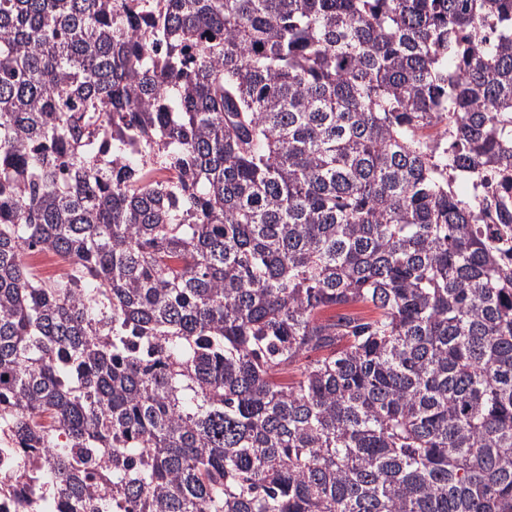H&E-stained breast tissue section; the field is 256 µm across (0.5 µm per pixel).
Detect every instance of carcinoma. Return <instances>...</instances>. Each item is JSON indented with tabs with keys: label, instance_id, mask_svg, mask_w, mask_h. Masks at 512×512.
Returning a JSON list of instances; mask_svg holds the SVG:
<instances>
[{
	"label": "carcinoma",
	"instance_id": "cac0c4a2",
	"mask_svg": "<svg viewBox=\"0 0 512 512\" xmlns=\"http://www.w3.org/2000/svg\"><path fill=\"white\" fill-rule=\"evenodd\" d=\"M492 218L512 0H0L7 489L24 512H512Z\"/></svg>",
	"mask_w": 512,
	"mask_h": 512
}]
</instances>
